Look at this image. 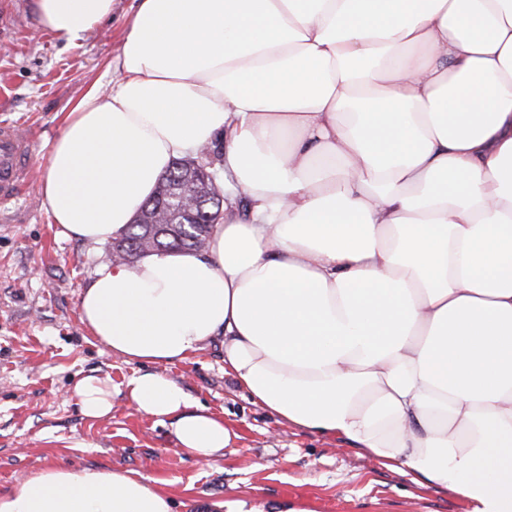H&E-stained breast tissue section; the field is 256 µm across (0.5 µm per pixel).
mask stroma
Returning <instances> with one entry per match:
<instances>
[{"instance_id": "35a3bbf8", "label": "stroma", "mask_w": 512, "mask_h": 512, "mask_svg": "<svg viewBox=\"0 0 512 512\" xmlns=\"http://www.w3.org/2000/svg\"><path fill=\"white\" fill-rule=\"evenodd\" d=\"M113 0L112 17L72 45L38 31L26 0H0V121L34 128V163L15 202L18 221L0 224V495L51 466L107 467L150 477L175 512H221L243 499L263 512H299L292 493L335 501V512H467L464 500L359 456L348 442L285 427L224 372L221 338L167 375L224 419L231 442L202 462L179 449L169 424L130 404L121 390L139 371L94 341L80 321V294L112 245L60 234L39 199L40 179L62 118L91 82L110 81L135 13ZM93 375L110 378V415L86 417L73 394Z\"/></svg>"}]
</instances>
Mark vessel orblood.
Wrapping results in <instances>:
<instances>
[{
    "label": "vessel or blood",
    "mask_w": 512,
    "mask_h": 512,
    "mask_svg": "<svg viewBox=\"0 0 512 512\" xmlns=\"http://www.w3.org/2000/svg\"><path fill=\"white\" fill-rule=\"evenodd\" d=\"M35 132H24L15 123L0 121V223L12 221L9 204L26 189L33 161Z\"/></svg>",
    "instance_id": "obj_1"
}]
</instances>
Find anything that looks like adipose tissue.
Listing matches in <instances>:
<instances>
[{"mask_svg":"<svg viewBox=\"0 0 512 512\" xmlns=\"http://www.w3.org/2000/svg\"><path fill=\"white\" fill-rule=\"evenodd\" d=\"M113 0H29L66 45ZM108 85L67 112L40 185L62 234L133 223L172 160L221 141L224 218L196 254L99 265L90 336L146 371L135 408L209 460L231 434L157 372L222 337L283 425L512 512V0H139ZM83 414L111 385L80 379ZM0 512H174L151 479L45 468Z\"/></svg>","mask_w":512,"mask_h":512,"instance_id":"obj_1","label":"adipose tissue"}]
</instances>
